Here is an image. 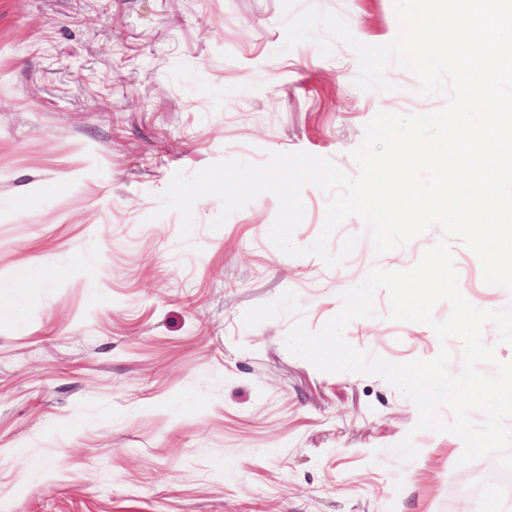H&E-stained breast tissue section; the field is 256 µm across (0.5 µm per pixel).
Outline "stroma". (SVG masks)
Masks as SVG:
<instances>
[{"instance_id": "obj_1", "label": "stroma", "mask_w": 512, "mask_h": 512, "mask_svg": "<svg viewBox=\"0 0 512 512\" xmlns=\"http://www.w3.org/2000/svg\"><path fill=\"white\" fill-rule=\"evenodd\" d=\"M315 6L359 42L398 33L393 0H0V512H512L496 456L465 466L462 441L414 432V403L383 379L324 373L291 354L374 268L402 270L439 228L384 255L356 217L331 235V268L268 239L265 193L220 229L199 200L188 238L154 213L175 172L305 151L348 175L378 111L442 108L390 64L388 92L359 89L354 51L316 28ZM301 247L330 195L301 193ZM27 199L26 208L17 200ZM450 247L464 297L512 308L477 257ZM32 266L48 278L17 276ZM376 315L345 340L394 363L433 358L426 325ZM412 436L419 454L394 447Z\"/></svg>"}]
</instances>
